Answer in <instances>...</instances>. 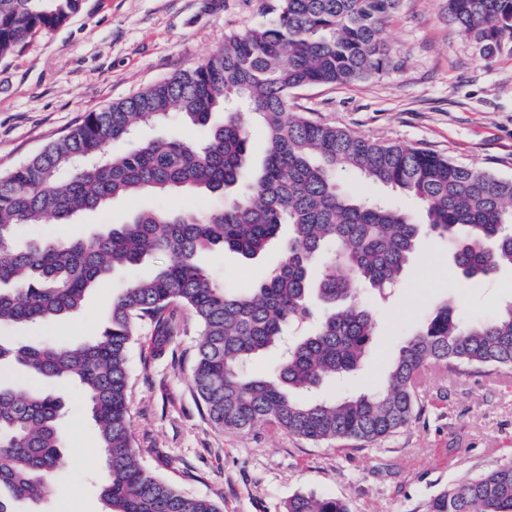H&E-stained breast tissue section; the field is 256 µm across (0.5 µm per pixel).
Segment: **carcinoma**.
Instances as JSON below:
<instances>
[{"mask_svg": "<svg viewBox=\"0 0 512 512\" xmlns=\"http://www.w3.org/2000/svg\"><path fill=\"white\" fill-rule=\"evenodd\" d=\"M403 0H275L269 20L230 34L203 63L99 112L0 176V327H54L116 269L130 280L108 305L101 333L78 345L18 344L0 335V512L53 492L63 406L42 381L69 380L85 397L106 481V512H223L141 463L133 446L128 354L148 322L179 332L178 310L198 326L194 387L211 423L273 426L314 444L374 443L406 427L422 375L512 368V303L479 320L443 301L408 335L386 383L372 392L318 396L357 370L378 320L359 294L383 301L401 284L422 234L446 242L465 278L512 267V179L434 152L356 136L293 110L294 90L345 85L387 72L394 51L381 28ZM80 0H0V59L38 30L64 23ZM448 22L493 56L512 39V0H447ZM178 118L201 140L139 135ZM263 128L261 171L244 180L251 126ZM125 141L119 153L112 145ZM348 171L414 198L419 217L357 198ZM194 189L224 195L203 213L147 209L86 235L20 243L22 225L69 224L82 211L135 194ZM291 232L279 239L283 225ZM280 240L281 259L252 288L219 284L201 254L252 259ZM167 261L147 276L144 258ZM282 349L274 378L246 366ZM287 512H347L328 495L298 494ZM420 512H512V465L466 477Z\"/></svg>", "mask_w": 512, "mask_h": 512, "instance_id": "obj_1", "label": "carcinoma"}]
</instances>
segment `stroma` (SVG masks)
Returning <instances> with one entry per match:
<instances>
[{"instance_id": "stroma-1", "label": "stroma", "mask_w": 512, "mask_h": 512, "mask_svg": "<svg viewBox=\"0 0 512 512\" xmlns=\"http://www.w3.org/2000/svg\"><path fill=\"white\" fill-rule=\"evenodd\" d=\"M271 0H81L79 10L0 60V173L68 132L90 112L191 69L227 35L267 18ZM396 66L373 80L294 91L297 111L353 134L416 147L503 178H512V42L491 58L479 54L445 16L444 0H404L381 32ZM220 198L188 190L133 195L80 213L60 234L121 223L143 209L209 211ZM278 245L260 257L216 251L204 258L214 278L234 288L265 279ZM127 283L125 271L98 281L82 309L54 328L25 324L22 342L55 336L74 344L100 334L105 310ZM471 318L512 302V269L494 279H466L443 242L422 239L400 286L377 309L379 332L345 392L376 389L398 347L443 298ZM156 344L142 327L128 372L133 446L154 475L182 491L215 499L223 512H285L294 495L315 492L349 512H418L430 495L512 458V368L465 375L433 368L423 376L420 409L408 426L369 445L317 446L264 426L222 431L211 423L192 382L197 328ZM62 402L63 448L57 487L47 501L17 503V512H103L105 477L85 399L75 385L51 384Z\"/></svg>"}]
</instances>
